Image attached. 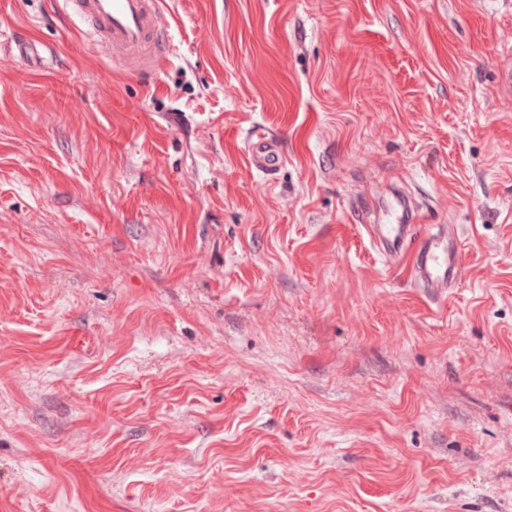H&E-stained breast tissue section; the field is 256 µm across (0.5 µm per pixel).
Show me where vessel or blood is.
I'll return each mask as SVG.
<instances>
[{
    "label": "vessel or blood",
    "instance_id": "obj_1",
    "mask_svg": "<svg viewBox=\"0 0 512 512\" xmlns=\"http://www.w3.org/2000/svg\"><path fill=\"white\" fill-rule=\"evenodd\" d=\"M73 15L91 23L97 40L124 57L134 72L151 73L165 58L170 21L159 0H65ZM284 155L276 137L254 133L248 146L250 166L263 173L277 170ZM412 273L426 288H445L461 273L458 246H440L433 235L416 243Z\"/></svg>",
    "mask_w": 512,
    "mask_h": 512
}]
</instances>
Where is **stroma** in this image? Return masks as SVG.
<instances>
[{
	"instance_id": "obj_1",
	"label": "stroma",
	"mask_w": 512,
	"mask_h": 512,
	"mask_svg": "<svg viewBox=\"0 0 512 512\" xmlns=\"http://www.w3.org/2000/svg\"><path fill=\"white\" fill-rule=\"evenodd\" d=\"M162 6L0 0V512H512V0ZM91 23L96 39L124 57L130 71L149 74L165 59L170 21L158 0H64ZM284 155L279 140L264 132H255L248 146L250 166L265 174L277 170L283 163ZM434 234H427L411 248L413 256L412 273L415 281L424 288H448L461 273L459 246H443L441 257L440 243Z\"/></svg>"
}]
</instances>
